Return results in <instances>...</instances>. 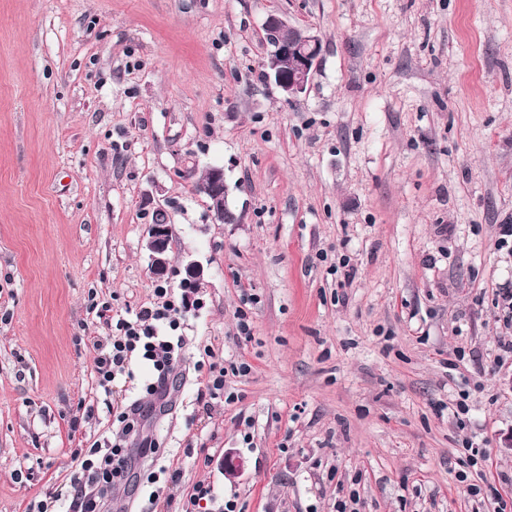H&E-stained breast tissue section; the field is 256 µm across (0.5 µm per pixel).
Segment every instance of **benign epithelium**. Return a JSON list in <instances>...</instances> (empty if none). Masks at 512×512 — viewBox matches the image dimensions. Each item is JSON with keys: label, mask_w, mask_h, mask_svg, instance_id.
Wrapping results in <instances>:
<instances>
[{"label": "benign epithelium", "mask_w": 512, "mask_h": 512, "mask_svg": "<svg viewBox=\"0 0 512 512\" xmlns=\"http://www.w3.org/2000/svg\"><path fill=\"white\" fill-rule=\"evenodd\" d=\"M285 23L277 16H269L264 23V37L268 52L263 60L264 72L284 98L290 100L305 93L323 51L320 37L310 27L292 28L283 35ZM209 199V211L217 223H224V169L212 167L209 178L202 187ZM171 227L152 224L147 233L146 248L151 259V269L164 275L169 268Z\"/></svg>", "instance_id": "benign-epithelium-1"}]
</instances>
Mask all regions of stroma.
I'll list each match as a JSON object with an SVG mask.
<instances>
[{"label":"stroma","instance_id":"obj_1","mask_svg":"<svg viewBox=\"0 0 512 512\" xmlns=\"http://www.w3.org/2000/svg\"><path fill=\"white\" fill-rule=\"evenodd\" d=\"M271 14L323 45L292 101L263 75ZM212 166L234 222L195 189ZM506 224L512 0H0V512H33L78 449L119 439L94 307L132 314L160 285L181 365L165 407L139 361L130 397L182 473L170 512L199 483L208 512H483L512 479ZM208 348L250 370L205 405ZM468 445L495 465L478 498ZM149 471L103 512H146ZM165 222L162 213L153 216V224L149 226L146 248L151 259V269L155 275H165L169 268V244L171 239V227Z\"/></svg>","mask_w":512,"mask_h":512}]
</instances>
